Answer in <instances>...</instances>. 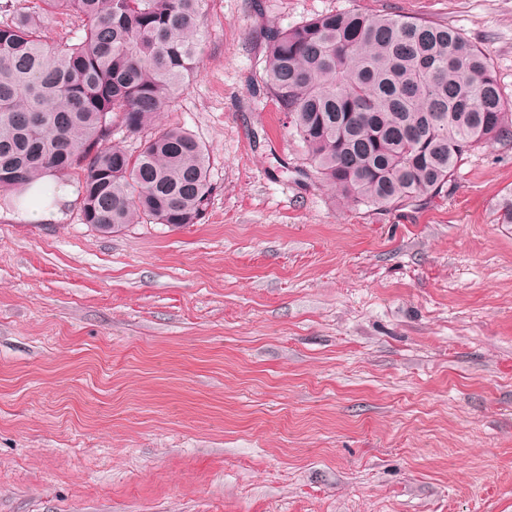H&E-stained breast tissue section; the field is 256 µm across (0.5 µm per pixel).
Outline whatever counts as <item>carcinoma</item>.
Masks as SVG:
<instances>
[{
  "instance_id": "carcinoma-1",
  "label": "carcinoma",
  "mask_w": 512,
  "mask_h": 512,
  "mask_svg": "<svg viewBox=\"0 0 512 512\" xmlns=\"http://www.w3.org/2000/svg\"><path fill=\"white\" fill-rule=\"evenodd\" d=\"M206 5L39 0L3 15L0 198L14 206L35 182L78 173L81 220L104 235L141 219L198 223L210 156L159 116L199 64ZM53 15L79 21L56 46L42 35ZM264 41L261 89L297 137L304 174L356 205L444 198L464 155L512 136L490 58L453 27L351 10L269 27Z\"/></svg>"
}]
</instances>
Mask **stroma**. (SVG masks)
<instances>
[{
    "mask_svg": "<svg viewBox=\"0 0 512 512\" xmlns=\"http://www.w3.org/2000/svg\"><path fill=\"white\" fill-rule=\"evenodd\" d=\"M352 9L459 29L512 101V0H208L161 115L209 153L198 223L0 207V512H512V138L378 211L252 95L265 27ZM57 208L43 201L33 190L20 206L18 219L26 224H39L49 220Z\"/></svg>",
    "mask_w": 512,
    "mask_h": 512,
    "instance_id": "35a3bbf8",
    "label": "stroma"
}]
</instances>
